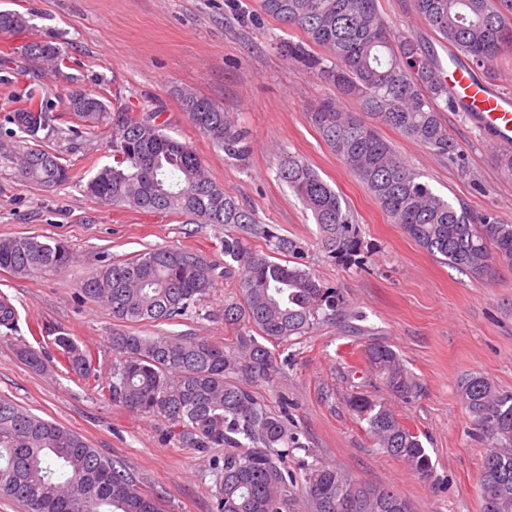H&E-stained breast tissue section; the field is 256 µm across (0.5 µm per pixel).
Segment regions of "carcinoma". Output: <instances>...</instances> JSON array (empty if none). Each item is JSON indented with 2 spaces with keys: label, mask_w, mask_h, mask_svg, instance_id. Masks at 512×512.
Masks as SVG:
<instances>
[{
  "label": "carcinoma",
  "mask_w": 512,
  "mask_h": 512,
  "mask_svg": "<svg viewBox=\"0 0 512 512\" xmlns=\"http://www.w3.org/2000/svg\"><path fill=\"white\" fill-rule=\"evenodd\" d=\"M264 14L303 34L282 44L284 56L314 73L333 94L310 112V119L345 169L370 193L381 210L421 249L472 277L493 266L512 265V224L487 213L472 216L422 180L363 115L389 126L451 161L463 147L448 133L441 115L455 111L440 74L438 55L412 36L391 29L377 0H262ZM415 15L448 45V64L466 59L485 67L512 50V0H413ZM28 20L0 11V33L15 34ZM25 55L59 74L69 68L63 48L32 42ZM199 96L181 95L189 120L233 160L250 152L248 132L216 104L194 108ZM360 103L350 112L343 100ZM69 114L91 131L109 127L113 163L85 184L90 198L144 213H166L191 224H224L253 229L271 253L224 237V276L238 279L241 297L224 301V328L230 342L184 336H142L112 332L118 361L98 391L117 406L168 423L178 448L224 449L215 467L214 512H416L398 491L363 482L322 463L292 461L304 447L283 410L272 412L254 388L285 375L287 362L264 342L306 336L346 312L343 294L303 266L305 246L262 225L205 171L196 152L165 133L158 112H112L101 98L83 91L65 95ZM37 112L40 130L54 132L56 116L34 91L10 121L34 144L0 150L14 173L48 191L70 181L69 165L37 144L39 136L19 126ZM278 178L315 219V245L328 258L364 264L363 236L345 201L298 156L282 153ZM285 254L294 264L271 259ZM73 262L69 246L33 237L0 238V269L17 275L60 272ZM217 264L183 248L148 249L131 260L99 266L81 282L84 300L104 306L119 323L173 320L199 306L217 286ZM68 371L94 374L95 358L65 332L54 338ZM367 367L397 399L418 395L421 385L400 354L374 338L363 353ZM459 396L475 430L490 441L479 477L483 512H512V392L471 375ZM367 424L375 445L427 477L433 470L420 435L401 423L389 405L362 391L347 400ZM0 497L24 512H161L158 496L140 490L124 468L103 458L77 433L35 416L0 398Z\"/></svg>",
  "instance_id": "1"
}]
</instances>
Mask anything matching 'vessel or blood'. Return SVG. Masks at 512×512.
Returning a JSON list of instances; mask_svg holds the SVG:
<instances>
[{
  "mask_svg": "<svg viewBox=\"0 0 512 512\" xmlns=\"http://www.w3.org/2000/svg\"><path fill=\"white\" fill-rule=\"evenodd\" d=\"M448 90L475 125L486 142L496 149H512V95L478 79L472 67L456 66L444 77Z\"/></svg>",
  "mask_w": 512,
  "mask_h": 512,
  "instance_id": "b4317fda",
  "label": "vessel or blood"
}]
</instances>
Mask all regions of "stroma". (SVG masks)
Returning a JSON list of instances; mask_svg holds the SVG:
<instances>
[{"label": "stroma", "mask_w": 512, "mask_h": 512, "mask_svg": "<svg viewBox=\"0 0 512 512\" xmlns=\"http://www.w3.org/2000/svg\"><path fill=\"white\" fill-rule=\"evenodd\" d=\"M378 6L394 29L438 46L435 32L414 16L412 0H378ZM0 9L29 19L24 33L0 34V57L10 60L0 64V144H13L10 117L25 89L36 88L60 117L59 133L42 136L41 145L72 169L68 184L47 192L0 163V238H56L74 253L61 273L20 276L0 269V297L15 310L14 329L0 326V397L81 435L132 473L143 490L157 494L164 512H213L212 461L223 449L174 447L164 421L130 413L96 393V380L110 379L116 361L113 320L102 306L80 299L78 286L97 266L156 247L223 261L224 237L238 229L106 206L84 195L86 181L112 162L109 134L102 127L93 135H71L63 97L71 88L102 91L107 105L160 113L169 134L196 151L213 180L266 226L307 246L308 269L347 299L351 320L270 346L288 366L281 380L258 394L273 410L281 397L292 403L304 444L296 458L392 487L418 512H482L478 478L487 443L458 391L471 374L512 391V267L497 265L487 277L473 278L436 261L390 221L310 121L311 107L327 89L278 50L280 43L299 41V33L264 14L260 0H0ZM33 41L63 47L70 58L67 75L27 71L23 46ZM184 90L210 99L248 131L252 151L245 162L227 158L189 121L181 106ZM443 119L465 151L464 164L391 127L379 132L437 194L472 214L493 212L512 224V181L497 168L496 149L464 113L447 111ZM280 152L308 161L345 200L362 228L365 266H346L319 252L310 211L277 177ZM239 295L236 280L222 279L191 315L137 323L133 330L223 344L229 333L220 310ZM62 331L94 354L95 379H77L61 367L53 339ZM374 338L391 345L422 385L418 396L392 400L391 406L420 434L432 459L429 477L381 454L346 405L356 390L386 395L363 357L365 343ZM33 343L49 357L48 369L20 358V345Z\"/></svg>", "instance_id": "obj_1"}]
</instances>
